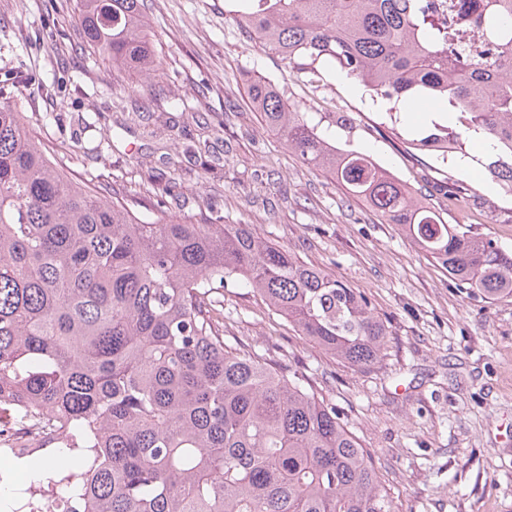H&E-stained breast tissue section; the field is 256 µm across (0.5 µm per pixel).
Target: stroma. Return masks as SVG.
<instances>
[{"instance_id": "stroma-1", "label": "stroma", "mask_w": 512, "mask_h": 512, "mask_svg": "<svg viewBox=\"0 0 512 512\" xmlns=\"http://www.w3.org/2000/svg\"><path fill=\"white\" fill-rule=\"evenodd\" d=\"M232 0H146L166 73L113 81L75 37V0H0V74L23 77L17 102L46 151L71 154L79 175L117 195L151 197L169 175L184 195L169 208L193 223L223 201L248 224L366 294L389 327L365 371L298 336L245 290L224 291V339L309 375L373 456L397 512H512V299L462 293L399 225L375 216L329 173L288 150L249 104L251 77L274 82L337 147L369 154L452 224L512 247V196L479 163L467 169L411 146L412 120L326 61L288 64L250 37ZM195 111L162 125L167 99ZM52 114L49 123L39 116ZM111 146H103V139ZM468 199L448 202L447 180Z\"/></svg>"}]
</instances>
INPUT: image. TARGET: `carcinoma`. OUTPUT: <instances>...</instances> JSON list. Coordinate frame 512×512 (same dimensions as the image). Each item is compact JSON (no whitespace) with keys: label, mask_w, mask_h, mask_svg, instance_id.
Listing matches in <instances>:
<instances>
[{"label":"carcinoma","mask_w":512,"mask_h":512,"mask_svg":"<svg viewBox=\"0 0 512 512\" xmlns=\"http://www.w3.org/2000/svg\"><path fill=\"white\" fill-rule=\"evenodd\" d=\"M76 9L78 39L114 71L162 75L144 0ZM237 12L285 61L324 58L383 99L451 105L457 117L415 148L465 155L481 134L492 141L485 170L512 195V0H461L454 28L428 0H241ZM475 20L502 68L454 45ZM248 98L288 148L404 229L457 288L512 298V251L448 223L370 155L330 143L264 78ZM70 163L0 104V411L89 440L58 449L61 462L30 458L36 484L70 497L67 512H395L336 404L310 376L229 346L215 304L224 288H246L362 370L388 336L367 297L248 224L168 214L175 178L129 203Z\"/></svg>","instance_id":"carcinoma-1"}]
</instances>
